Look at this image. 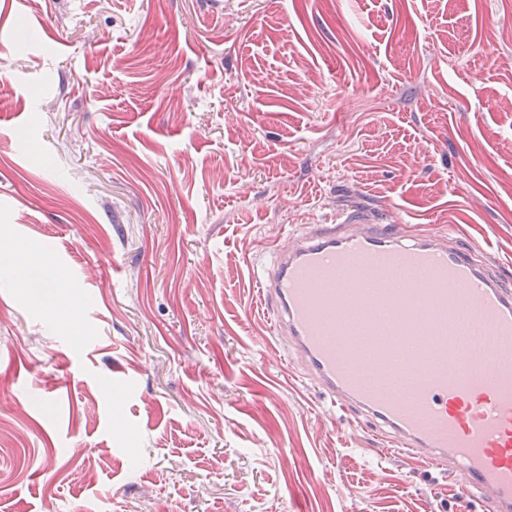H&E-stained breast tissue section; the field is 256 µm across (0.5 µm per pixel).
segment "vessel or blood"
<instances>
[{"label": "vessel or blood", "mask_w": 512, "mask_h": 512, "mask_svg": "<svg viewBox=\"0 0 512 512\" xmlns=\"http://www.w3.org/2000/svg\"><path fill=\"white\" fill-rule=\"evenodd\" d=\"M269 253L260 305L306 377L411 461L464 474V499L512 512V288L489 260L360 208Z\"/></svg>", "instance_id": "obj_1"}]
</instances>
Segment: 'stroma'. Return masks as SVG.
Wrapping results in <instances>:
<instances>
[{
  "instance_id": "35a3bbf8",
  "label": "stroma",
  "mask_w": 512,
  "mask_h": 512,
  "mask_svg": "<svg viewBox=\"0 0 512 512\" xmlns=\"http://www.w3.org/2000/svg\"><path fill=\"white\" fill-rule=\"evenodd\" d=\"M360 207L512 281V0H0V512H458L256 306ZM20 256V260L17 262L16 258ZM0 259L8 260L10 262H16L15 271L17 281L22 283L25 280L26 275L34 270H40L45 278L51 279L53 282V288H62L59 284L60 282L54 275L53 269L50 263L44 258L40 256H33L31 254L24 253L23 251L16 246H13L11 251H2V246L0 244Z\"/></svg>"
}]
</instances>
